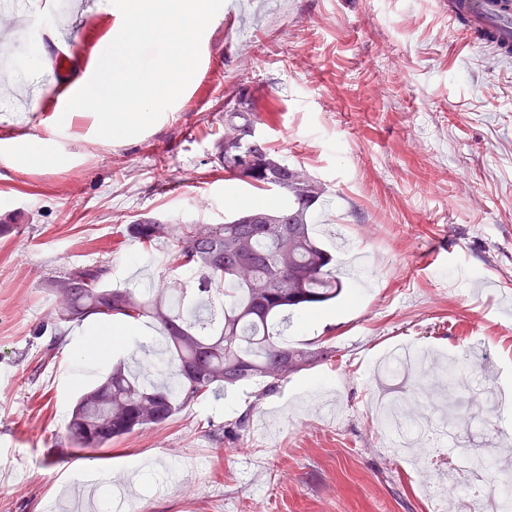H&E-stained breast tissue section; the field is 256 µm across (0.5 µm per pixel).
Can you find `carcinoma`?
<instances>
[{"label":"carcinoma","mask_w":512,"mask_h":512,"mask_svg":"<svg viewBox=\"0 0 512 512\" xmlns=\"http://www.w3.org/2000/svg\"><path fill=\"white\" fill-rule=\"evenodd\" d=\"M259 125L249 97L231 98L214 158L235 179L278 191V205L236 207L222 224L129 225V235L142 245L168 244L172 270L197 276L196 288L175 281L148 293L113 288L102 266H76L47 280L45 289L58 302L55 320L148 318L160 325L175 363V380L167 386L131 376L119 363L82 390L66 427L69 447L104 448L166 423L221 388L258 382L261 400L288 376L333 356L330 347L290 348L282 342L295 313L336 301L346 287L336 277L335 258L310 229L315 205L328 189L279 156Z\"/></svg>","instance_id":"1"}]
</instances>
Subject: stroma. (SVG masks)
<instances>
[{"label": "stroma", "mask_w": 512, "mask_h": 512, "mask_svg": "<svg viewBox=\"0 0 512 512\" xmlns=\"http://www.w3.org/2000/svg\"><path fill=\"white\" fill-rule=\"evenodd\" d=\"M201 40L198 69L176 103L140 135L108 140L93 114L60 123L66 97L21 112L13 104L30 60L0 77V512H71L78 472L108 482L129 471L124 512H431L429 486L448 472L423 439L390 449L373 408L402 396L404 380L377 382L399 344L439 360L472 359L481 386L447 403L448 448L493 452L512 466V425L471 421L500 398L512 413V61L463 42L448 0H236ZM122 26L98 0L67 49V82L92 76L87 58ZM246 92L260 131L329 194L313 221L336 254L365 253L351 294L293 324L290 346L333 347L331 360L257 399L250 384L209 394L162 426L91 454L68 447L81 387L113 363L145 356L159 334L133 335L90 354L97 320L57 324L47 279L101 265L115 288L147 290L171 278L168 245L142 247L129 224H220L229 201L279 196L228 177L214 161L225 102ZM48 138L61 164L14 157L24 136ZM248 416L246 430L233 423Z\"/></svg>", "instance_id": "1"}]
</instances>
